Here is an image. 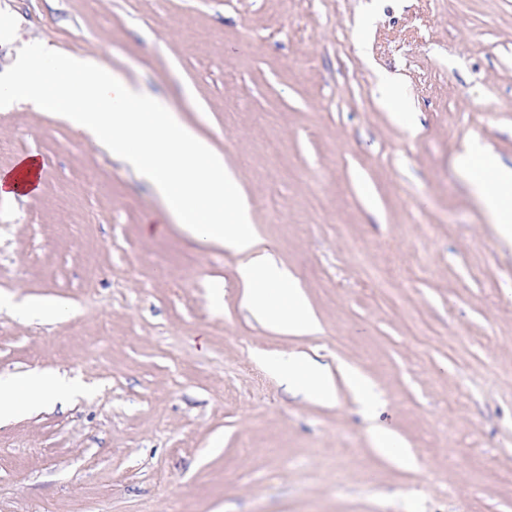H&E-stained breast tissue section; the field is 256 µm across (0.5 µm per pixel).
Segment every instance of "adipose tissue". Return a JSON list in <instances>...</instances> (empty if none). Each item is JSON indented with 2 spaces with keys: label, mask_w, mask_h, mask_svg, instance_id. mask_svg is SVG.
<instances>
[{
  "label": "adipose tissue",
  "mask_w": 512,
  "mask_h": 512,
  "mask_svg": "<svg viewBox=\"0 0 512 512\" xmlns=\"http://www.w3.org/2000/svg\"><path fill=\"white\" fill-rule=\"evenodd\" d=\"M483 206L491 215L501 235L512 238V167L503 165L493 155L472 147L458 158ZM41 164L32 155L20 158L15 167L0 173V196L36 192ZM288 390L304 394L314 401L330 404L336 400V383L329 368L298 353L288 357L265 359ZM75 393V383L67 377L33 371L0 382V423L6 424L58 403L68 402Z\"/></svg>",
  "instance_id": "obj_1"
}]
</instances>
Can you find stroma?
<instances>
[{
	"label": "stroma",
	"mask_w": 512,
	"mask_h": 512,
	"mask_svg": "<svg viewBox=\"0 0 512 512\" xmlns=\"http://www.w3.org/2000/svg\"><path fill=\"white\" fill-rule=\"evenodd\" d=\"M35 42L223 153L320 331L256 322L237 257L149 182L51 113L0 108V171L42 165L37 193L0 197V378L83 387L0 426V512H512V244L456 163L476 144L512 166V0H0V72ZM43 297L60 316L23 314ZM292 353L357 369L374 409L343 384L332 406L288 393L262 359ZM384 106L407 126L412 125V113L407 112L406 102L399 86L394 81L386 82L384 88ZM377 450L391 458L402 466H414L416 460L410 454L401 452L399 442L391 432L381 431L377 439Z\"/></svg>",
	"instance_id": "1"
}]
</instances>
